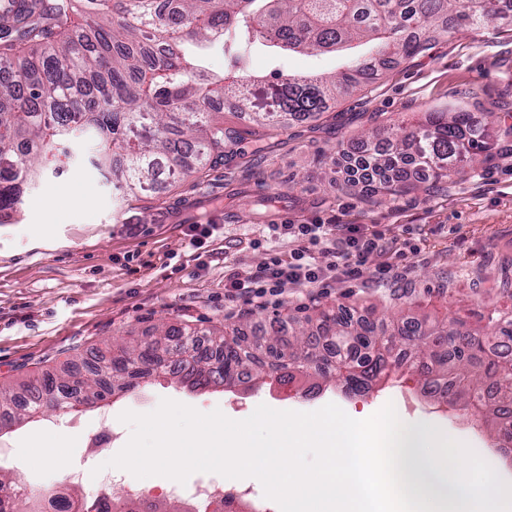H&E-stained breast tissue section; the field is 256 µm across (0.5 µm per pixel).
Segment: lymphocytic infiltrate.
Here are the masks:
<instances>
[{"label": "lymphocytic infiltrate", "instance_id": "f902f5d3", "mask_svg": "<svg viewBox=\"0 0 512 512\" xmlns=\"http://www.w3.org/2000/svg\"><path fill=\"white\" fill-rule=\"evenodd\" d=\"M268 230L272 239H287L288 252L272 255L260 270L225 275V297L264 309L288 286L359 275L373 255L380 259V278L397 277L382 244L383 231L362 224H272Z\"/></svg>", "mask_w": 512, "mask_h": 512}]
</instances>
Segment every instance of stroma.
I'll list each match as a JSON object with an SVG mask.
<instances>
[{
	"mask_svg": "<svg viewBox=\"0 0 512 512\" xmlns=\"http://www.w3.org/2000/svg\"><path fill=\"white\" fill-rule=\"evenodd\" d=\"M345 60L342 53L288 56L260 46L245 53L248 70L268 73L331 74ZM459 108L512 113V30L496 21L396 62L319 118L291 123L256 145H227L223 162L201 178L174 183L132 207L120 205L111 182L91 165L92 139L73 143L63 176L44 171L19 214L0 224V389L26 371L51 370L70 357L88 369L99 349L150 340L164 323L200 330L239 326L249 335L254 325L288 315L313 297L325 307H373L381 314L411 304L441 317L488 312V289L512 276V139L463 176L402 195H382L375 184L348 181L342 172L347 138ZM273 222L364 224L410 247L393 256L399 278L391 284L379 281L372 257L362 276L286 288L276 308L225 298V275L239 267L259 270L269 254L287 250L278 240L249 247ZM207 223L212 236L191 247L188 225ZM405 379L411 387L406 397L393 382L364 395L328 385L316 402L285 386L191 392L158 380L98 407L48 412L0 436V448L11 451L0 469L39 489L71 487L79 471L87 498L111 493L93 470L130 437L120 414L151 412L164 398L203 413L218 409L234 420L261 404L311 412L328 403L364 419L390 402L401 421L428 419L479 456L491 455L488 432H474L462 410L435 413L416 375ZM105 414L113 416L120 442L106 443ZM44 430L65 446L62 462L14 454L19 441Z\"/></svg>",
	"mask_w": 512,
	"mask_h": 512,
	"instance_id": "1",
	"label": "stroma"
}]
</instances>
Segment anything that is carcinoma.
<instances>
[{
  "label": "carcinoma",
  "mask_w": 512,
  "mask_h": 512,
  "mask_svg": "<svg viewBox=\"0 0 512 512\" xmlns=\"http://www.w3.org/2000/svg\"><path fill=\"white\" fill-rule=\"evenodd\" d=\"M174 16L154 0H20L0 14V223L18 212L24 190L45 166L62 168L66 142L95 138L91 163L112 179L121 199L166 187L222 156L224 141L256 142L288 121L321 115L339 98L369 85L397 58L425 52L437 38L475 31L496 18L512 27L504 0H176ZM425 25L432 36L413 29ZM323 54L372 45L338 74H212L202 51L227 45ZM233 98L249 124L226 128L210 112ZM496 133L484 112H427L410 129L373 131L352 140L366 165L389 171L380 191L395 195L429 179L457 175L491 149ZM419 173L407 178L401 160ZM84 376L72 370L21 383L22 401L0 391V425H20L43 408L96 403L119 388L131 392L155 377L193 388H232L276 380L310 389L332 383L366 392L400 372L418 377L425 396L462 404L471 421L499 444L512 443V313L495 310L484 325L466 319L419 318L407 307L388 315L346 308L291 315L253 346L223 337L201 341L164 324L146 344H121ZM24 485L0 469V512H14ZM190 512L107 495L87 503L81 489L49 498L54 512Z\"/></svg>",
  "instance_id": "obj_1"
}]
</instances>
